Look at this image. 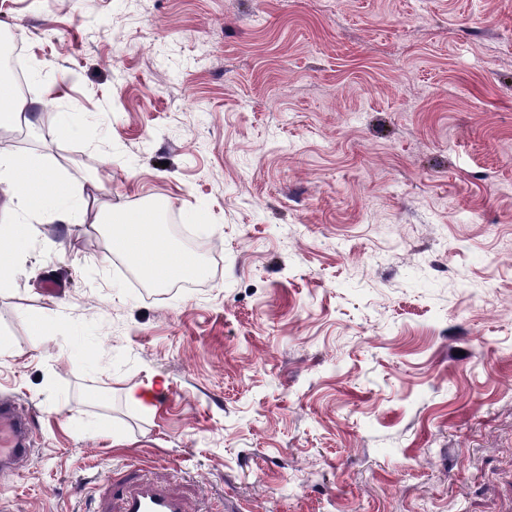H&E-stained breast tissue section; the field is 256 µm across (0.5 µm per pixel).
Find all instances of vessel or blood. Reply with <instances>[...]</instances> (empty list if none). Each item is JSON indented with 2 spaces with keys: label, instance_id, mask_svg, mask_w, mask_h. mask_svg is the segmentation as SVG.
Masks as SVG:
<instances>
[{
  "label": "vessel or blood",
  "instance_id": "vessel-or-blood-1",
  "mask_svg": "<svg viewBox=\"0 0 512 512\" xmlns=\"http://www.w3.org/2000/svg\"><path fill=\"white\" fill-rule=\"evenodd\" d=\"M33 417L14 401L0 399V486H7L31 457L34 447ZM112 498L121 512H183L181 500L173 494L137 482H118Z\"/></svg>",
  "mask_w": 512,
  "mask_h": 512
}]
</instances>
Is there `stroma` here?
<instances>
[{"label":"stroma","instance_id":"35a3bbf8","mask_svg":"<svg viewBox=\"0 0 512 512\" xmlns=\"http://www.w3.org/2000/svg\"><path fill=\"white\" fill-rule=\"evenodd\" d=\"M0 30L63 92L0 153L160 202L175 246L207 217L204 275L158 290L39 225L0 284V397L38 429L0 512H115L119 478L512 512V0H0Z\"/></svg>","mask_w":512,"mask_h":512}]
</instances>
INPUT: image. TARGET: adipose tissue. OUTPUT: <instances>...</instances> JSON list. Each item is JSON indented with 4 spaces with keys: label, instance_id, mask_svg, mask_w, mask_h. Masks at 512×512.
<instances>
[{
    "label": "adipose tissue",
    "instance_id": "obj_1",
    "mask_svg": "<svg viewBox=\"0 0 512 512\" xmlns=\"http://www.w3.org/2000/svg\"><path fill=\"white\" fill-rule=\"evenodd\" d=\"M88 188L72 195L56 177V161L47 152L0 154V274L14 273L39 224H110L108 251L125 253L151 278L163 282L175 274L202 270L197 256L168 243L154 230L152 209L119 212L98 198L102 184L88 179Z\"/></svg>",
    "mask_w": 512,
    "mask_h": 512
}]
</instances>
